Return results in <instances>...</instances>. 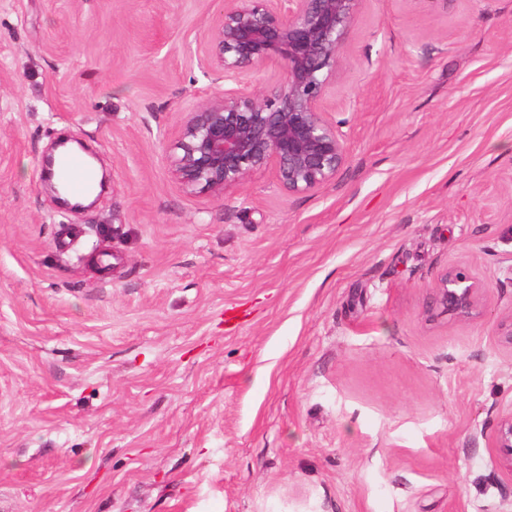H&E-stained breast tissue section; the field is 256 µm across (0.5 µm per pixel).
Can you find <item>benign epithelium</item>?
<instances>
[{
	"instance_id": "1",
	"label": "benign epithelium",
	"mask_w": 512,
	"mask_h": 512,
	"mask_svg": "<svg viewBox=\"0 0 512 512\" xmlns=\"http://www.w3.org/2000/svg\"><path fill=\"white\" fill-rule=\"evenodd\" d=\"M362 0H224L204 60L230 87L199 103L180 126L170 152L174 175L188 192L222 194L252 174L271 170L290 194L333 182L348 160L341 127L328 117L327 88ZM276 64L281 81L249 85ZM482 284L448 266L437 274L434 306L469 318ZM503 466L512 472V412L496 419Z\"/></svg>"
}]
</instances>
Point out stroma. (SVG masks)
I'll return each instance as SVG.
<instances>
[{"label": "stroma", "instance_id": "obj_1", "mask_svg": "<svg viewBox=\"0 0 512 512\" xmlns=\"http://www.w3.org/2000/svg\"><path fill=\"white\" fill-rule=\"evenodd\" d=\"M220 0H0L7 512H512V0H364L335 181L186 193ZM110 182L65 211L62 138ZM448 266L479 313L432 307ZM494 435L497 448L503 449V466L512 472V411L496 419Z\"/></svg>", "mask_w": 512, "mask_h": 512}]
</instances>
